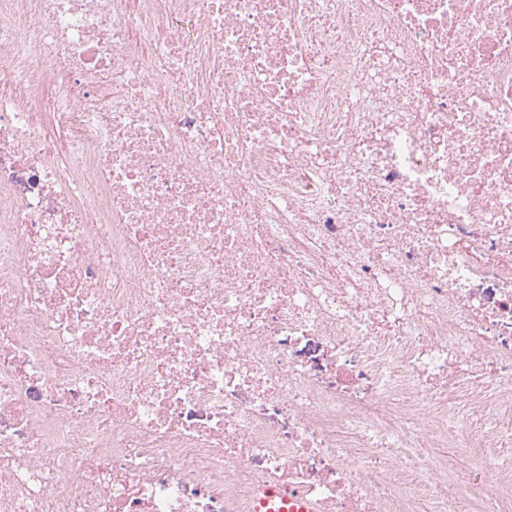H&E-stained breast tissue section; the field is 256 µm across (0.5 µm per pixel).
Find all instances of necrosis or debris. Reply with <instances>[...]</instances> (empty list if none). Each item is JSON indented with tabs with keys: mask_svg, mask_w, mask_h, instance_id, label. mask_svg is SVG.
I'll return each mask as SVG.
<instances>
[{
	"mask_svg": "<svg viewBox=\"0 0 512 512\" xmlns=\"http://www.w3.org/2000/svg\"><path fill=\"white\" fill-rule=\"evenodd\" d=\"M0 81V512H512V0H0ZM257 511L261 512L262 508H267L268 505L276 500L287 506L292 504L290 510L299 512H318L317 506L308 501H297L293 498L291 492L285 487H274L262 485L259 490Z\"/></svg>",
	"mask_w": 512,
	"mask_h": 512,
	"instance_id": "obj_1",
	"label": "necrosis or debris"
}]
</instances>
